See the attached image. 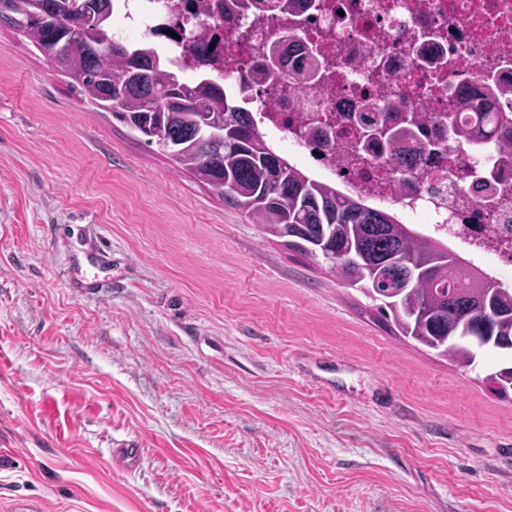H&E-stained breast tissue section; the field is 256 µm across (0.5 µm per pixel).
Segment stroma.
Here are the masks:
<instances>
[{"label":"stroma","instance_id":"1","mask_svg":"<svg viewBox=\"0 0 512 512\" xmlns=\"http://www.w3.org/2000/svg\"><path fill=\"white\" fill-rule=\"evenodd\" d=\"M327 269L0 25V512H512V392Z\"/></svg>","mask_w":512,"mask_h":512}]
</instances>
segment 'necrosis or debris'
<instances>
[{
    "label": "necrosis or debris",
    "instance_id": "necrosis-or-debris-1",
    "mask_svg": "<svg viewBox=\"0 0 512 512\" xmlns=\"http://www.w3.org/2000/svg\"><path fill=\"white\" fill-rule=\"evenodd\" d=\"M196 0H122L114 39L162 44L186 75H207L227 90L245 92L259 125L292 156L311 161L318 177L344 194L393 209L422 224L426 235L466 254L488 275L512 274V245L489 226L492 203L483 185L512 183V164L497 169V157L468 146L452 147L447 158L424 164L421 172L399 173L373 150H351L353 138L337 127L335 151H316L302 128L301 111L347 112L367 96L390 95L424 104L429 136L448 132L457 111L456 86H482L497 79L512 84V0H294L289 11L254 18L233 13L210 22L200 35L207 55L184 58L175 33L196 12ZM320 42L315 57L329 67L333 84H288L256 75L242 90V65L280 46L289 56ZM312 50V49H311Z\"/></svg>",
    "mask_w": 512,
    "mask_h": 512
}]
</instances>
